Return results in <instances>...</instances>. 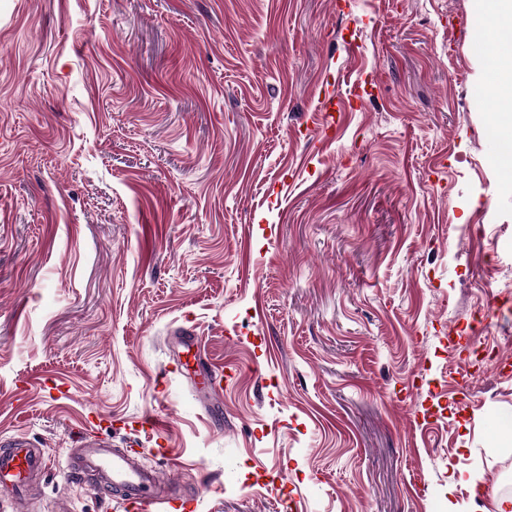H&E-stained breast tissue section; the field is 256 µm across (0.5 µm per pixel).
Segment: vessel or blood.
Segmentation results:
<instances>
[{
    "mask_svg": "<svg viewBox=\"0 0 512 512\" xmlns=\"http://www.w3.org/2000/svg\"><path fill=\"white\" fill-rule=\"evenodd\" d=\"M187 354L174 368L184 372L197 369L207 390L217 391L221 375L202 369L201 359L193 354V342H186ZM134 448H116L101 439L85 440L82 447L68 454V469L73 477L96 475L104 487L115 489L125 512H187L192 501L174 493L161 471L144 468ZM45 467L39 449L24 435H0V502H15L18 489L31 482Z\"/></svg>",
    "mask_w": 512,
    "mask_h": 512,
    "instance_id": "b4317fda",
    "label": "vessel or blood"
}]
</instances>
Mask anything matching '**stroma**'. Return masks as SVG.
Returning a JSON list of instances; mask_svg holds the SVG:
<instances>
[{
  "instance_id": "1",
  "label": "stroma",
  "mask_w": 512,
  "mask_h": 512,
  "mask_svg": "<svg viewBox=\"0 0 512 512\" xmlns=\"http://www.w3.org/2000/svg\"><path fill=\"white\" fill-rule=\"evenodd\" d=\"M493 26L487 0H0V433L48 459L28 512H123L71 479L83 435L195 512L512 497ZM180 329L219 398L166 372ZM149 412L165 433L123 428Z\"/></svg>"
}]
</instances>
